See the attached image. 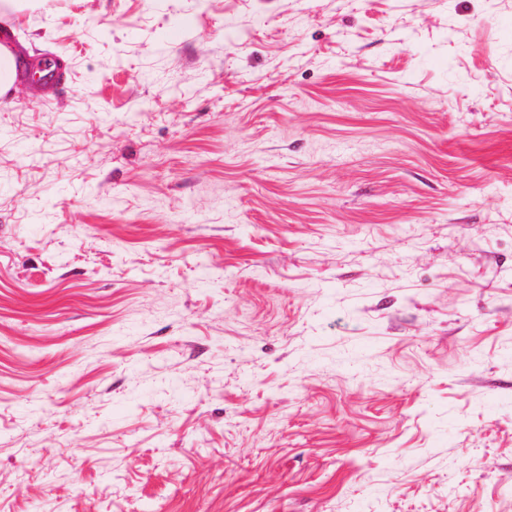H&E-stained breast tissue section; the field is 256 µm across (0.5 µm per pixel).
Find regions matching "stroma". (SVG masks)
<instances>
[{"instance_id":"stroma-1","label":"stroma","mask_w":512,"mask_h":512,"mask_svg":"<svg viewBox=\"0 0 512 512\" xmlns=\"http://www.w3.org/2000/svg\"><path fill=\"white\" fill-rule=\"evenodd\" d=\"M11 40L0 512H512V0Z\"/></svg>"}]
</instances>
